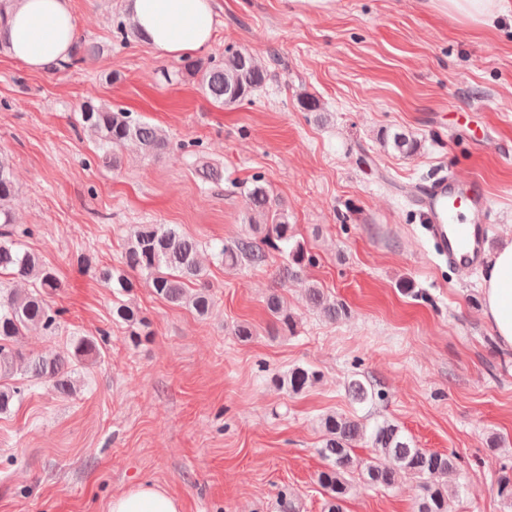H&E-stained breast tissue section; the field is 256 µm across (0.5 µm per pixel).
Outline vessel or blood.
I'll return each mask as SVG.
<instances>
[{
	"label": "vessel or blood",
	"mask_w": 512,
	"mask_h": 512,
	"mask_svg": "<svg viewBox=\"0 0 512 512\" xmlns=\"http://www.w3.org/2000/svg\"><path fill=\"white\" fill-rule=\"evenodd\" d=\"M418 202L438 255L458 268H472L484 261L489 243L484 221L490 203L478 176L461 182L454 175H445L424 186ZM464 212L471 214V222H459Z\"/></svg>",
	"instance_id": "b4317fda"
}]
</instances>
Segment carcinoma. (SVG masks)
Here are the masks:
<instances>
[{"label": "carcinoma", "instance_id": "obj_1", "mask_svg": "<svg viewBox=\"0 0 512 512\" xmlns=\"http://www.w3.org/2000/svg\"><path fill=\"white\" fill-rule=\"evenodd\" d=\"M93 51L94 46L76 39L68 59L59 63V67L68 69L83 63ZM184 70L197 78L208 98L224 107L250 98L266 83L268 76L266 67L246 49L227 52L220 63L188 61ZM81 122L96 136L103 159L114 167L120 164V152L130 143L148 156L160 158L170 151V140L161 129L122 108L85 104ZM390 145L401 154H410L417 142L396 133ZM17 190L10 162L0 154V277L5 275L14 283L26 284L24 289L5 288L0 280V415L10 413L23 394V387L14 379L17 372L22 371L34 380L50 384L57 392L68 394L73 389L69 373L74 364L99 353L98 341L93 337L79 338L72 350L63 354L48 351L29 355L18 346L19 339L32 331L47 333L57 327L62 310L52 308L48 298L62 288V282L39 254L21 243L20 238L32 235V231L10 229L14 217L9 203ZM244 195L247 207L263 220V236L243 235L229 244L222 243L215 247L214 257L229 267L259 268L267 265L269 250H278L285 254L279 270L281 279H298L302 270L312 263V257L304 244L295 240L288 217L273 206L270 190L260 181H254ZM131 272L145 276L154 292L167 303L188 305L200 317L207 316L214 306L206 271L199 260V242L184 235L175 225H134L127 235L121 266L104 268L99 275L117 292L128 294L134 288L129 277ZM305 298L330 321L346 314L343 303L315 284L305 289ZM266 308L281 331H293L294 317L279 295L271 294ZM112 322L128 327V340L134 347L151 336L147 317L132 303H116L112 307ZM317 379V372L297 366L278 382L280 387L299 394ZM348 396L357 404L368 403L374 399L375 389L355 375L348 384ZM320 424L324 438L319 453L326 466L318 473L317 482L327 496L324 512H343L342 503L351 488V474L355 472L368 484L383 489L393 488L403 473L412 475L419 480L417 512H449L457 489L448 486L444 478L456 470L454 455L417 447L399 425L389 420L370 425L355 415L334 412L324 415ZM360 441L372 448V455L365 460L353 456L354 444Z\"/></svg>", "mask_w": 512, "mask_h": 512}]
</instances>
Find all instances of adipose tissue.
<instances>
[{
    "mask_svg": "<svg viewBox=\"0 0 512 512\" xmlns=\"http://www.w3.org/2000/svg\"><path fill=\"white\" fill-rule=\"evenodd\" d=\"M131 17L159 55L180 57L209 49L214 35L212 0H128ZM453 22L495 28L512 22V0H429ZM10 55L31 70L66 58L75 38L70 0H14L0 29ZM483 313L501 347L512 349V242L489 258L482 286ZM176 496L142 483L114 496L109 512H180Z\"/></svg>",
    "mask_w": 512,
    "mask_h": 512,
    "instance_id": "1",
    "label": "adipose tissue"
}]
</instances>
